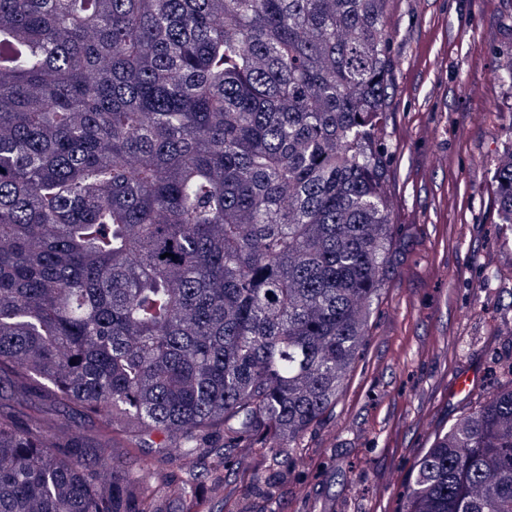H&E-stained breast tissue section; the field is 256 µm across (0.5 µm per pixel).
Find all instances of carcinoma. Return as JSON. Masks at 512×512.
Returning a JSON list of instances; mask_svg holds the SVG:
<instances>
[{
	"label": "carcinoma",
	"instance_id": "cac0c4a2",
	"mask_svg": "<svg viewBox=\"0 0 512 512\" xmlns=\"http://www.w3.org/2000/svg\"><path fill=\"white\" fill-rule=\"evenodd\" d=\"M390 3L0 0V512H251L228 451L293 463L383 286ZM407 512H512V382Z\"/></svg>",
	"mask_w": 512,
	"mask_h": 512
}]
</instances>
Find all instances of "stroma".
I'll return each mask as SVG.
<instances>
[{
  "mask_svg": "<svg viewBox=\"0 0 512 512\" xmlns=\"http://www.w3.org/2000/svg\"><path fill=\"white\" fill-rule=\"evenodd\" d=\"M392 96L380 118L389 147L392 238L383 292L343 390L282 473L273 502L255 466L232 451L224 498L258 512H406L417 460L438 431L504 385L512 356V245L493 176L512 89V0H393ZM470 374L475 392L453 396Z\"/></svg>",
  "mask_w": 512,
  "mask_h": 512,
  "instance_id": "1",
  "label": "stroma"
}]
</instances>
